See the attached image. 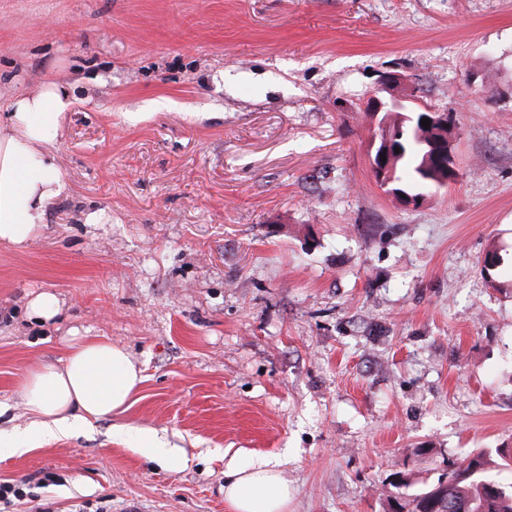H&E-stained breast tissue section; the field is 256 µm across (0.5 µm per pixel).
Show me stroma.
Returning <instances> with one entry per match:
<instances>
[{
    "label": "stroma",
    "mask_w": 512,
    "mask_h": 512,
    "mask_svg": "<svg viewBox=\"0 0 512 512\" xmlns=\"http://www.w3.org/2000/svg\"><path fill=\"white\" fill-rule=\"evenodd\" d=\"M388 72L455 114L459 176L414 206L369 165ZM49 82L74 90L67 192L0 243V430L31 425L20 384L70 330L144 381L1 450L38 500L0 512H230L233 457L282 461L288 512H388L397 475L512 448V0H0V105ZM27 308L30 315L34 316L39 322H50L60 313L61 301L55 293L42 291L32 294L28 300ZM137 451L149 461L155 462L163 468H169L177 459L178 450L164 448V443L157 433L149 428L138 431Z\"/></svg>",
    "instance_id": "1"
}]
</instances>
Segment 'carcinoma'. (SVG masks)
Instances as JSON below:
<instances>
[{"mask_svg": "<svg viewBox=\"0 0 512 512\" xmlns=\"http://www.w3.org/2000/svg\"><path fill=\"white\" fill-rule=\"evenodd\" d=\"M389 133L400 152L392 164V180L407 178L404 192L423 191L425 168L436 166L432 145L436 133L418 122L414 112L383 113ZM512 470V449L498 448L495 455L475 450L448 463L436 483L409 493L408 477L398 478L396 507L392 512H512V484L501 483L494 470Z\"/></svg>", "mask_w": 512, "mask_h": 512, "instance_id": "cac0c4a2", "label": "carcinoma"}]
</instances>
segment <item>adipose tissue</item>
Masks as SVG:
<instances>
[{
    "label": "adipose tissue",
    "mask_w": 512,
    "mask_h": 512,
    "mask_svg": "<svg viewBox=\"0 0 512 512\" xmlns=\"http://www.w3.org/2000/svg\"><path fill=\"white\" fill-rule=\"evenodd\" d=\"M72 103L69 89L59 83L11 98L0 120V242L23 246L37 238L49 205L65 191L53 136ZM141 381L140 367L122 347L70 337L63 366L42 363L23 379L21 393L33 422L11 453L23 454L124 411ZM225 476L224 500L232 512H288L291 491L278 462L234 460Z\"/></svg>",
    "instance_id": "1"
}]
</instances>
